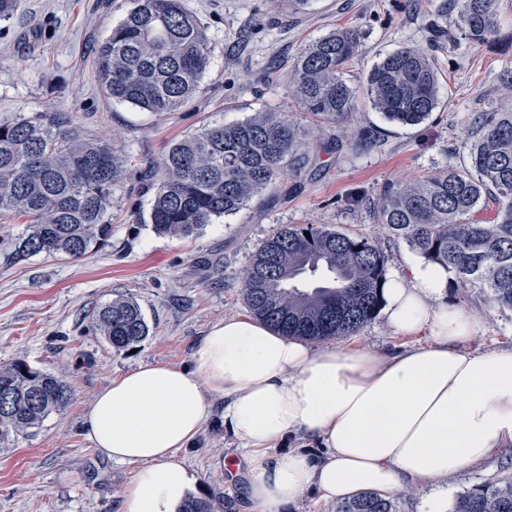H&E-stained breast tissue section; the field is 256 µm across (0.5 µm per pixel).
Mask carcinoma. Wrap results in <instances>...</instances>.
I'll return each instance as SVG.
<instances>
[{
    "instance_id": "carcinoma-1",
    "label": "carcinoma",
    "mask_w": 512,
    "mask_h": 512,
    "mask_svg": "<svg viewBox=\"0 0 512 512\" xmlns=\"http://www.w3.org/2000/svg\"><path fill=\"white\" fill-rule=\"evenodd\" d=\"M135 6L95 49L108 97L155 115L193 101L210 65L206 33L181 0H134ZM466 40L496 37L497 0H452ZM360 33L338 29L306 47L289 93L329 123L347 122L356 89L345 79ZM440 82L429 56L413 47L387 55L367 74L366 94L381 117L414 126L437 108ZM284 112H260L207 125L149 163L148 221L160 234L188 237L259 200L278 179L300 181L320 152L339 149ZM126 160L112 143L84 138L66 112L0 116V213L29 219L18 236L0 233L10 262L44 254L80 259L111 242L112 189ZM498 204L486 224L479 202ZM377 221L455 284L478 288L512 308V108L478 116L467 163L419 183L387 185L376 196ZM389 255L368 239L325 226H286L257 248L243 277V298L259 322L313 343L353 336L382 306ZM91 330L115 349L142 341L149 327L139 304L117 298L96 310ZM60 377L20 359L0 365V440L23 435L64 407ZM336 512H398L397 501L364 491ZM451 512H512V477L457 496Z\"/></svg>"
}]
</instances>
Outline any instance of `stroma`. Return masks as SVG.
Masks as SVG:
<instances>
[{
	"label": "stroma",
	"mask_w": 512,
	"mask_h": 512,
	"mask_svg": "<svg viewBox=\"0 0 512 512\" xmlns=\"http://www.w3.org/2000/svg\"><path fill=\"white\" fill-rule=\"evenodd\" d=\"M131 6L132 0H20L13 19L0 23V115L71 113L84 137L111 140L128 169L112 196L109 246L78 260L0 258V365L25 360L72 390L69 404L39 428L0 441V512H119L137 467L107 458L83 433L94 394L142 363L189 366L212 325L248 316L244 270L283 225H324L366 238L390 254L387 274L408 276L416 256L378 224L374 198L384 185L463 164L478 113L512 105V0H498V42L481 46L463 39L449 0H312L298 12L284 0H183L206 32L210 66L196 98L161 116L107 98L96 66L94 46ZM341 27L360 32L352 84L405 46L432 58L441 93L430 118L392 125L358 97L346 123L325 129L341 148L321 154L312 178L282 179L261 202L189 238L159 235L144 224L151 195L140 173L149 162L206 125L262 111L301 113L288 93L292 65L302 48ZM363 129L375 132L379 148L352 149ZM121 296L140 305L149 326L131 352L88 330L92 311ZM446 301L481 322L469 350L512 345V310L453 284ZM353 344L394 351L403 341L379 313L359 334L336 342ZM180 458L195 479L193 496L208 499L214 512H246L248 462L221 411ZM510 474L512 447L450 477L448 495Z\"/></svg>",
	"instance_id": "stroma-1"
}]
</instances>
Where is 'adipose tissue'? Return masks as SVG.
<instances>
[{"mask_svg":"<svg viewBox=\"0 0 512 512\" xmlns=\"http://www.w3.org/2000/svg\"><path fill=\"white\" fill-rule=\"evenodd\" d=\"M447 271L416 263L382 290L388 325L422 346L386 353L316 349L249 318L214 325L190 367L146 363L97 391L83 419L94 448L138 464L121 512H178L190 479L179 453L224 401L227 430L250 468L254 512H279L307 490L327 500L441 479L512 447V347L465 350L478 317L445 305ZM322 459L282 445L296 433Z\"/></svg>","mask_w":512,"mask_h":512,"instance_id":"obj_1","label":"adipose tissue"}]
</instances>
